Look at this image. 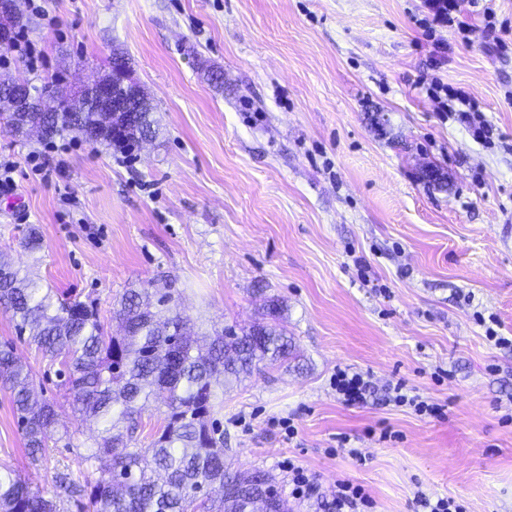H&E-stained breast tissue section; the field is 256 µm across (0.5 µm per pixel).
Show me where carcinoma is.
<instances>
[{
  "label": "carcinoma",
  "instance_id": "1",
  "mask_svg": "<svg viewBox=\"0 0 512 512\" xmlns=\"http://www.w3.org/2000/svg\"><path fill=\"white\" fill-rule=\"evenodd\" d=\"M145 111L131 123L95 111L89 93L61 100L54 112H2L11 130L40 141L85 130L124 154L156 136L147 94ZM0 306L19 335L52 364L70 407L97 421L101 434L85 448V459L99 463L100 478L86 487L58 472L57 487L80 512H260L242 488L262 484L265 512H290L271 475L256 470L231 473L224 462V432L210 420L216 389L224 380L249 375L259 364L273 366L293 358L286 332L255 323L226 327L202 341L191 340L187 318L168 292L151 300L147 288H130L112 306L111 325L92 302L68 300L21 274L0 255ZM0 388L9 392L25 449L32 462L46 456L56 434L62 405L38 398L33 379L0 343ZM164 425L144 448L131 446L139 419L151 406ZM0 512H58L56 501L0 467Z\"/></svg>",
  "mask_w": 512,
  "mask_h": 512
}]
</instances>
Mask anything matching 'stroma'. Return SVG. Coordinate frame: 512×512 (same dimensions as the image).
Returning a JSON list of instances; mask_svg holds the SVG:
<instances>
[{
  "mask_svg": "<svg viewBox=\"0 0 512 512\" xmlns=\"http://www.w3.org/2000/svg\"><path fill=\"white\" fill-rule=\"evenodd\" d=\"M419 3L46 0L40 14L25 2L44 62L32 73L11 60L10 74L76 88L123 53L159 129L127 158L0 126V156L16 163L14 188L0 189V253L104 317L125 289L167 281L198 333L250 326L265 298L282 301L294 359L229 381L214 401L230 471H267L284 492L291 457L324 497L342 479L364 486L373 512H418L420 492L512 512V348L476 320L494 316L512 336V0H490L502 46L452 37L440 66L416 40ZM435 75L479 104L490 143L441 118L422 87ZM47 154L64 174L36 171ZM426 162L444 187L422 177ZM4 340L45 397L62 398L54 368L0 311ZM339 366L370 374L366 404L337 400ZM400 378L445 416L385 402ZM61 424L70 447L31 462L0 389V465L46 492L60 471L95 482L82 454L96 425L67 410Z\"/></svg>",
  "mask_w": 512,
  "mask_h": 512,
  "instance_id": "obj_1",
  "label": "stroma"
}]
</instances>
